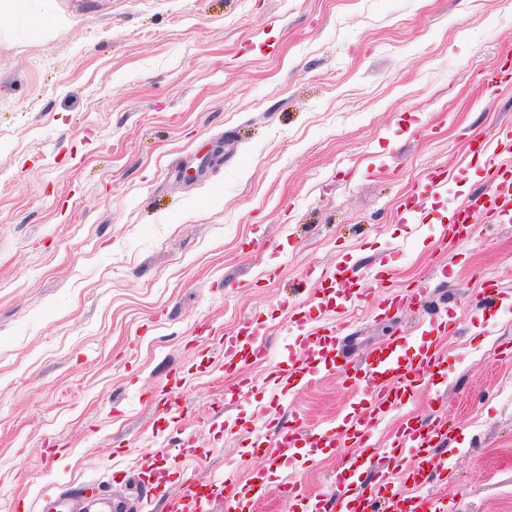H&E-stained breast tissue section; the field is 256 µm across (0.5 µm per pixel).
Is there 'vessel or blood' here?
<instances>
[{
  "instance_id": "b4317fda",
  "label": "vessel or blood",
  "mask_w": 512,
  "mask_h": 512,
  "mask_svg": "<svg viewBox=\"0 0 512 512\" xmlns=\"http://www.w3.org/2000/svg\"><path fill=\"white\" fill-rule=\"evenodd\" d=\"M512 152V130H505L496 147L479 144L477 154L484 161L486 181L483 207L501 221H512V162L505 156ZM255 334L243 327L237 334L225 337L224 356L240 358L252 346ZM307 352L290 368L303 383H311L320 372H336L350 379L358 397L340 415L336 426L320 430L288 427L278 434L277 445L283 449L309 446L333 448L348 439L360 448L355 462L356 481H340L336 498L320 494L298 497L295 484L282 486L288 512H448V505L431 497L426 488L448 472V458L441 447L448 439L445 423L433 420L419 423L414 418L401 419L387 448L376 449L370 443L373 429L393 410L405 405L414 385L432 374L441 360L436 343L422 344L417 357L402 361L395 347L385 344L372 351L360 364L350 365L336 348L332 330L326 327L308 329L301 337ZM413 454L411 466H403L406 454ZM402 482L398 492H390L393 482ZM270 487L266 472H251L240 478L231 471L206 482H192L172 497L169 512H210L213 503L223 504L226 512H255Z\"/></svg>"
}]
</instances>
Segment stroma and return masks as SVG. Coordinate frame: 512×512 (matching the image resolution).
Here are the masks:
<instances>
[{
    "mask_svg": "<svg viewBox=\"0 0 512 512\" xmlns=\"http://www.w3.org/2000/svg\"><path fill=\"white\" fill-rule=\"evenodd\" d=\"M507 125L512 0H58L40 33L1 16L0 512L88 481L167 512L137 483L150 464L172 494L271 467L256 512H287L288 481L335 495L351 443L238 450L335 418L347 383L270 388L260 359L225 368V336L250 323L293 362L300 315L352 359L402 336L408 360L437 305L441 373L372 442L408 414L449 423L428 493L512 512V222L448 238L485 185L475 142Z\"/></svg>",
    "mask_w": 512,
    "mask_h": 512,
    "instance_id": "stroma-1",
    "label": "stroma"
}]
</instances>
